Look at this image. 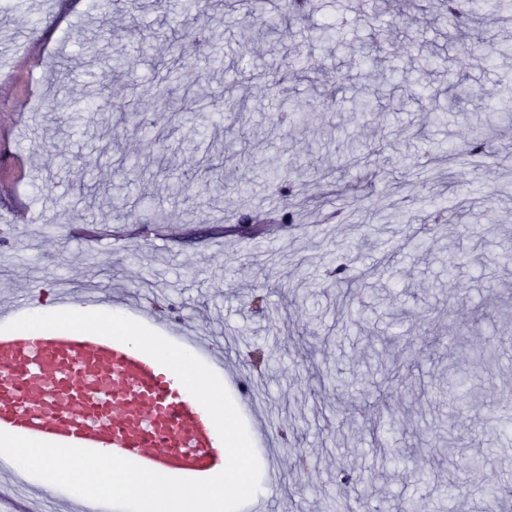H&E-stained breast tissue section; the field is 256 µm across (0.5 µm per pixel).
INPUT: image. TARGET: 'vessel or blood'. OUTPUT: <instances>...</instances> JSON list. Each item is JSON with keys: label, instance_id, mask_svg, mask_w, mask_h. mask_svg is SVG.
Instances as JSON below:
<instances>
[{"label": "vessel or blood", "instance_id": "vessel-or-blood-1", "mask_svg": "<svg viewBox=\"0 0 512 512\" xmlns=\"http://www.w3.org/2000/svg\"><path fill=\"white\" fill-rule=\"evenodd\" d=\"M124 314L161 331L245 397L209 334L159 320L150 305ZM0 311V432L81 448H108L142 467L201 479L227 451L204 407L168 368L109 337L68 330H7Z\"/></svg>", "mask_w": 512, "mask_h": 512}]
</instances>
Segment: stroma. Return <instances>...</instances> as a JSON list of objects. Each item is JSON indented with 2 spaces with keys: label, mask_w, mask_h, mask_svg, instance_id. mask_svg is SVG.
<instances>
[{
  "label": "stroma",
  "mask_w": 512,
  "mask_h": 512,
  "mask_svg": "<svg viewBox=\"0 0 512 512\" xmlns=\"http://www.w3.org/2000/svg\"><path fill=\"white\" fill-rule=\"evenodd\" d=\"M67 2L23 0L22 8L0 10V219L17 208L30 212L29 222L10 229L7 247H0V309L38 303L56 288H96L106 303L139 296L173 303L177 321L215 336L217 349L254 382L255 403L275 435L278 479L261 488L271 512H406L419 498L428 512H485L479 486L512 489V337L500 345L493 373L476 357L495 328L512 329V265L501 261L512 240V129L489 132L487 152L474 163L448 160L446 145L463 148L472 127L459 117L434 124V106L448 104V77L424 68L432 55L453 57L468 91L463 108L498 103L512 94V56L491 64L469 47L500 32L512 40V25L478 14L452 39L434 20L438 0H399L379 19L368 0H322L318 11L251 42L239 36L252 21L246 8L231 13L214 4L213 50L226 73L210 81L213 93L222 92L225 78L235 79L257 122L283 97L306 106L317 81L337 75L343 102L326 113V122L386 146L359 168L337 141H328L311 167L309 139L293 127L271 139L230 135L221 118L208 137L193 140L187 127L171 122L154 100L160 17L152 0H138L132 18L127 0H117L112 24L103 29L94 27L91 8L66 14ZM381 36L386 52L372 77L363 78L356 62ZM118 54L128 58L122 69L105 65ZM297 62L306 64L305 77L283 81ZM67 64L74 67L68 76ZM393 66L421 70L420 83L387 84ZM361 85L376 104L366 117L349 104ZM115 102L147 113L165 139L171 167L189 187L184 196L169 197L168 175L153 163V136L121 132L111 157L100 156L96 132ZM74 114L81 132L56 133V119ZM227 142L234 151L226 162L229 186L213 200L204 192L206 161ZM427 153L433 160L419 170ZM260 161L271 168L288 162L306 201L301 228L233 233L241 208L259 213L285 204L276 182L258 177ZM90 173L128 198L94 242L68 232L95 222L76 191ZM433 199L445 201L451 221L425 254L410 241L404 214ZM452 249L460 269L450 276L442 259ZM331 258L358 273L385 264L382 279H361L352 290L366 302L381 288L387 306L398 309L400 322L373 313L369 327L400 347L410 366L401 380L387 384L367 373L362 337L352 325L358 311H337L336 287L324 275ZM448 305L450 327L480 321L471 346L450 344L443 332L436 339L440 350L427 336L405 350V334L419 333ZM255 349L263 356L257 369L245 364ZM452 365L469 371L487 401L498 402V419L485 411L451 414L443 391ZM349 401L359 413L337 417V407ZM377 411L399 419L383 448L369 435L352 437ZM444 429L459 439L451 458L429 445ZM394 453L400 456L395 464L389 461ZM344 469L355 470L361 485H374V496L361 500L356 489L337 485ZM451 476L456 491L448 496L441 484ZM291 483L301 485L300 494H285Z\"/></svg>",
  "instance_id": "obj_1"
}]
</instances>
